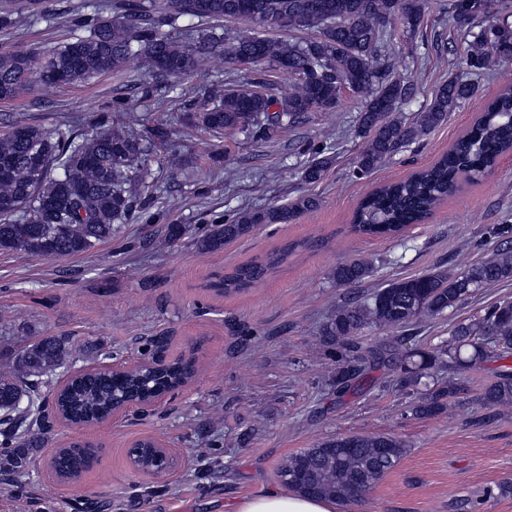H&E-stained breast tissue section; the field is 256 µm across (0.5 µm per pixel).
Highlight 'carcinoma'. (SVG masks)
Wrapping results in <instances>:
<instances>
[{"label": "carcinoma", "instance_id": "cac0c4a2", "mask_svg": "<svg viewBox=\"0 0 512 512\" xmlns=\"http://www.w3.org/2000/svg\"><path fill=\"white\" fill-rule=\"evenodd\" d=\"M426 0H167L168 17L205 21L244 20L251 31L224 39L211 29L192 30L184 38L162 31L145 0H118L116 14L106 6L89 4L96 19L86 35H74L49 57L34 51L0 55V102L19 98L28 86L84 84L101 73L123 71L141 58L156 79L184 75L211 58L224 62L254 59L296 76L288 95L266 93L268 74L250 80L252 88L229 90L219 103L196 115L214 135L239 134L270 141L300 123L309 112L336 107L343 91L364 99L354 117L353 132L363 141L353 174H372L404 148L421 140L448 120L479 92V79L503 61L512 62V21L498 18L485 0H453V18L466 27L463 47L467 67L463 75L448 78L412 121L402 118L411 88L396 76L392 65L396 26L413 33L421 26ZM37 17L30 0H4L0 30L12 29L22 16ZM314 32L307 41L283 42L266 32L281 27V20ZM163 123L140 135L131 129L78 131L68 126L47 132L38 126L11 122L0 134V250H25L48 259L77 256L112 238L131 213L139 189L150 172L148 156L168 141ZM512 149V89L502 90L468 129L432 165L406 179L384 184L358 203L351 223L362 236L398 235L424 221L432 210L462 182H473L494 168ZM328 147L313 149L301 169L303 180L321 179L331 163ZM319 200L301 195L288 204L239 209L208 229L201 247L208 251L248 235L260 224H290L313 211ZM317 246L311 240L287 241L261 257L241 264L211 284L227 295L253 288L279 269L288 256ZM366 261L341 264L333 272L338 285H352L370 276ZM512 279V248L496 251L461 272L433 269L392 281L359 303L336 307L324 335L336 344L333 383L336 398L346 396L366 372L385 370L395 375L397 387L414 395L413 411L433 416L448 407L458 392L450 381L435 389L427 379L436 370L457 376L494 355L512 358V301L503 300L484 315L453 326L448 340L435 350L402 346L395 338L364 345L358 333L365 328L409 331L427 317L455 308L465 296ZM76 353L65 337H44L19 355L15 365L0 372V417L14 422V432L0 441L7 450L20 439L30 445L43 431L39 387L66 367ZM179 362L159 370L148 367L122 381L110 375L89 376L61 399L62 410L78 419L99 418L112 402L148 388H167L187 377ZM485 407L512 405V368L507 366L477 395ZM406 453V444L386 434L354 433L324 440L280 463L285 480L299 474L304 482L291 489L334 499L345 505L357 502L392 471Z\"/></svg>", "mask_w": 512, "mask_h": 512}]
</instances>
